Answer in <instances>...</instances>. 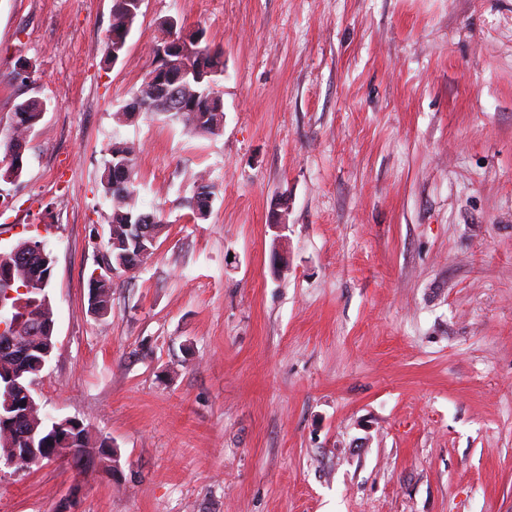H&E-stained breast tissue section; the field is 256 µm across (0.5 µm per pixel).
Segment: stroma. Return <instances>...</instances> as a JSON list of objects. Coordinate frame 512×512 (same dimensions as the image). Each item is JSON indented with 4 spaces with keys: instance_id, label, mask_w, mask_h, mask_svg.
<instances>
[{
    "instance_id": "obj_1",
    "label": "stroma",
    "mask_w": 512,
    "mask_h": 512,
    "mask_svg": "<svg viewBox=\"0 0 512 512\" xmlns=\"http://www.w3.org/2000/svg\"><path fill=\"white\" fill-rule=\"evenodd\" d=\"M170 17L224 52L218 134L115 117ZM111 22L0 0V141L44 103L0 180V249L55 259L32 395L122 471L2 469L0 512H512V0H143L114 62ZM116 142L164 227L100 316ZM43 112V104L34 98L23 100L14 106V122L12 134L8 141L4 143V153L8 160L5 170L2 171V161L0 166V179L4 181H15L22 175L24 164V151L18 149L24 146L26 148L27 140L40 121ZM32 239L34 238L20 241L18 246L25 245L28 241L29 242L24 247L11 250L12 261L6 266V269H12L15 263L19 265L24 261H32L35 256L45 257L43 244L40 241H34ZM112 284L111 281L99 275L90 277V302L94 311H106L111 305Z\"/></svg>"
}]
</instances>
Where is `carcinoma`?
I'll return each instance as SVG.
<instances>
[{
    "mask_svg": "<svg viewBox=\"0 0 512 512\" xmlns=\"http://www.w3.org/2000/svg\"><path fill=\"white\" fill-rule=\"evenodd\" d=\"M138 7L134 0H113L112 24L108 30L107 46L109 54H118L127 43L132 31ZM204 34L197 31L183 35V28L169 18L159 27L156 40V70L168 69L178 74V81L171 86L162 75L143 82L132 99L123 107L120 115L130 112H152L159 115H173L184 127L200 134H214L220 130L224 120L222 99L214 91L218 77L224 75V52L202 44ZM43 104L34 98L23 100L14 106L12 134L4 143L8 162L5 170H0V179L15 181L22 175L24 153L19 148L27 144L28 137L40 121ZM134 151L122 144L110 150V159L105 162L100 178L104 196L111 201L109 246L116 270L132 271L154 254L155 242L142 243L130 238L128 226L137 224L147 216L154 218L159 226L162 219L155 211L150 213L137 209L136 189L132 180L134 172ZM213 185L205 176H200L192 199L194 210L202 207L203 201H212ZM44 277L28 284L27 272L16 268L13 272L14 284L9 287L3 281L4 271L0 269V294L6 288L18 290L25 287L28 300L24 310L18 313L19 331L17 343L22 348L7 355L0 353V369L11 376V382L0 383V413L11 417V424L0 425V456L11 452L6 447L9 441L22 440L27 445L42 449L46 459H63L75 466H90L96 462L103 465L104 472H118L119 456L106 443L98 447L89 446L88 432L81 422L54 430L46 424L40 408L24 406L15 408L18 401L25 399L30 384L40 374L39 352L54 347L53 336L47 332L30 333V329L45 324L47 312V288L53 268L43 270ZM112 284L102 276L90 277V302L97 311H105L111 305Z\"/></svg>",
    "mask_w": 512,
    "mask_h": 512,
    "instance_id": "1",
    "label": "carcinoma"
}]
</instances>
